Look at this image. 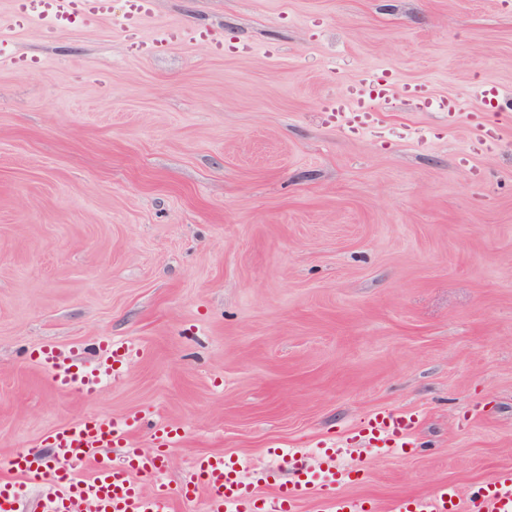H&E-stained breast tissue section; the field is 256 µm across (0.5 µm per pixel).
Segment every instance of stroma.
Masks as SVG:
<instances>
[{"instance_id": "obj_1", "label": "stroma", "mask_w": 512, "mask_h": 512, "mask_svg": "<svg viewBox=\"0 0 512 512\" xmlns=\"http://www.w3.org/2000/svg\"><path fill=\"white\" fill-rule=\"evenodd\" d=\"M166 26L251 51L129 54ZM0 36L46 61L0 62V463L56 465V429L135 415L139 448L175 434L171 488L213 452L275 484L296 452L325 489L320 444L400 411L413 453L355 445L353 497L512 469V111L476 152L468 118L399 96L356 137L321 110L373 69L512 99V0H155L130 32ZM106 342L135 356L93 394L39 366L50 343L93 369Z\"/></svg>"}]
</instances>
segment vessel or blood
Instances as JSON below:
<instances>
[{
    "mask_svg": "<svg viewBox=\"0 0 512 512\" xmlns=\"http://www.w3.org/2000/svg\"><path fill=\"white\" fill-rule=\"evenodd\" d=\"M126 10L116 18L120 27L136 28L152 11L154 0H125ZM112 0H12L9 23L17 29L38 25L57 31L88 26L111 17ZM212 41L216 53L240 52L232 40L215 41L209 29L201 27L161 28L148 42L131 43L135 53L145 55L174 41ZM391 73L366 72L351 86L345 97L329 101L337 128L356 135L373 128L380 121L376 102L387 100L393 91ZM404 96L426 112L456 115L463 111L461 99L434 96L426 85L407 84ZM131 348L114 346L100 368L91 372L73 371L62 352L47 345L42 349L41 367L61 389L92 392L101 375L111 374L114 366L126 365ZM138 417L91 416L56 430L50 440L60 468L34 464L28 453L14 455L8 462L10 477L0 479V512H17V479L48 488L42 512H175L176 503L206 496L210 512H297L301 501L311 503L312 512H512V470L496 472L476 492L464 495L452 484L441 486L427 497L407 496L391 499L385 509L370 500L357 499L340 492L319 494L311 480L297 476L275 484L272 491L260 493L252 483L240 477L238 463L221 454H207L194 460L178 490H171L161 474L164 449L170 446V430L157 427L153 437L157 449L150 452L135 448L132 435L139 428ZM417 421L409 415L389 411L376 414L361 425L369 441L398 452L410 447ZM124 450L122 463L108 455L109 447ZM345 451L341 442L323 446L332 480L340 486L362 480L360 468H340L337 458Z\"/></svg>",
    "mask_w": 512,
    "mask_h": 512,
    "instance_id": "obj_1",
    "label": "vessel or blood"
}]
</instances>
